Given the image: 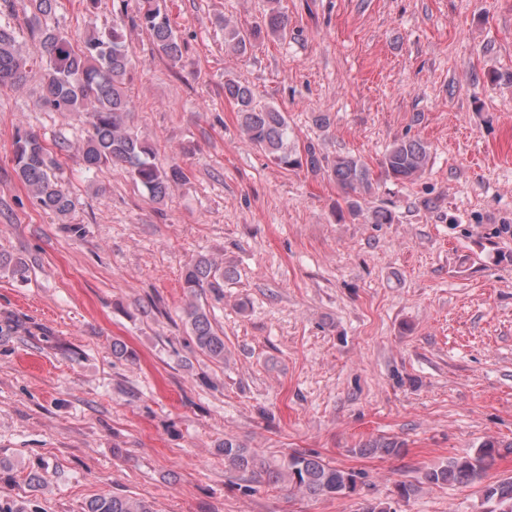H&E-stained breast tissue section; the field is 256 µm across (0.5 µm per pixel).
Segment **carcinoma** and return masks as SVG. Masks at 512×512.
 <instances>
[{
    "label": "carcinoma",
    "instance_id": "obj_1",
    "mask_svg": "<svg viewBox=\"0 0 512 512\" xmlns=\"http://www.w3.org/2000/svg\"><path fill=\"white\" fill-rule=\"evenodd\" d=\"M27 15L34 52L44 70L40 106L49 112H82L89 129L82 143L81 156L89 169L121 165L131 181L147 196L159 202L169 189L186 179L178 164L164 167L156 162V153L147 141L128 124L133 104L126 81L132 69L122 22L113 21L112 28L100 30L89 23L83 37L74 38L51 28L46 18L51 15L55 0H20ZM135 21L152 38L154 51L170 66H177L183 57L185 43L172 26L164 0H137ZM267 26L273 33L287 30L285 16L275 7L269 9ZM255 32L246 33L229 23L224 24V44L237 53L252 45ZM29 53L22 50L14 28L0 23V85H17L27 78ZM224 96L236 108L240 128L248 140L263 151L272 162L284 169L306 168L312 172L327 166L332 179L345 196L348 214L355 219L365 213V205L375 193L370 168L360 158L338 155L325 162L315 145L298 151L290 142V126L286 113L270 104L255 100L252 90L228 78ZM430 152L419 138L394 142L384 153L381 169L385 177L396 181L415 180L428 166ZM14 170L39 206L59 220L70 216L74 203L71 192L56 177V162L49 149L34 134L17 136L14 148ZM28 263L21 257L0 251V272L17 280H25ZM231 271L206 255L190 260L183 274V289L189 303L185 309L195 347L213 360L224 361V333L210 318V312L199 300L224 297V280ZM225 470L244 482L264 480L277 486L288 484V491L302 496H351L357 493L362 472L338 468L314 453L294 451L283 466L265 465L255 452L239 442L226 439L220 444ZM354 452L361 456L401 453L395 442L368 443ZM512 454V448H499L492 441L463 455L428 468L423 473L432 485L482 484L483 497L498 506V512H512V476L485 482L487 472L497 459ZM81 512H153L143 501L114 494L88 501Z\"/></svg>",
    "mask_w": 512,
    "mask_h": 512
}]
</instances>
